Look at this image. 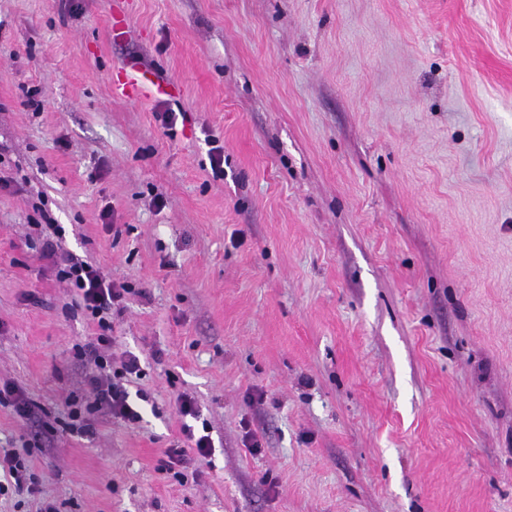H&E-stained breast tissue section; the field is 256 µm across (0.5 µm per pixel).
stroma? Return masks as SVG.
I'll list each match as a JSON object with an SVG mask.
<instances>
[{
  "label": "stroma",
  "mask_w": 512,
  "mask_h": 512,
  "mask_svg": "<svg viewBox=\"0 0 512 512\" xmlns=\"http://www.w3.org/2000/svg\"><path fill=\"white\" fill-rule=\"evenodd\" d=\"M128 61L178 96L113 93ZM0 174V388L35 410L0 449L39 490L0 512H512V0H0ZM42 199L130 289L137 423L67 426L99 328ZM176 391L214 445L181 481Z\"/></svg>",
  "instance_id": "stroma-1"
}]
</instances>
